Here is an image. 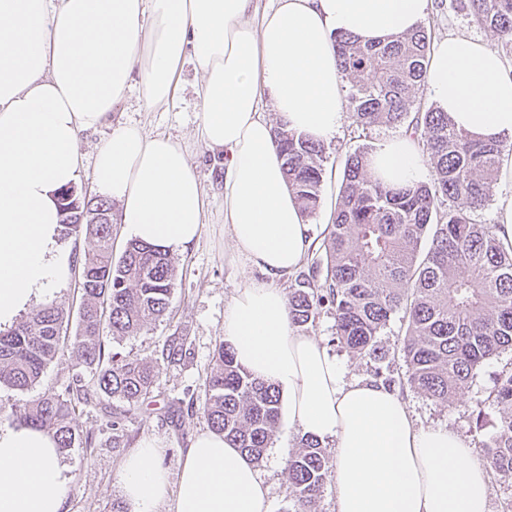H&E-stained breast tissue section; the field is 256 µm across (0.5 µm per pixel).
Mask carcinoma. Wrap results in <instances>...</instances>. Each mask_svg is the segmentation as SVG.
<instances>
[{
  "mask_svg": "<svg viewBox=\"0 0 512 512\" xmlns=\"http://www.w3.org/2000/svg\"><path fill=\"white\" fill-rule=\"evenodd\" d=\"M459 5L474 24L497 35L502 49L512 50V0H459ZM431 39L423 25L386 43H364L350 34L334 37L340 74L350 84L345 109L356 127L404 122L426 90ZM411 129L434 169L433 181L392 187L369 172V152L349 155L322 243L323 278L298 273L288 298L289 317L300 328L327 307L338 342L380 359L385 350L379 336L391 314L404 309L401 353L407 384L452 405L483 362L512 351V251L501 246L490 225L471 218V210L490 196L500 157L512 152V145L470 138L433 105L415 114ZM274 139L288 187L310 216L320 201L322 144L281 125ZM58 202L63 234L83 232L95 246L92 254L75 259L80 302L75 311L54 301L43 304L0 330V387L28 390L57 356L69 353L78 367H99L101 393L136 404L149 393L159 360L181 361L185 343L179 337L165 342L159 360H126L106 352L105 339L136 336L166 315L174 266L168 253L136 240L113 259L110 199L70 186L59 192ZM205 391L201 410L210 428L260 462L280 418L276 388L252 377L236 362L232 347L221 343ZM87 396L80 384L63 393L47 391L26 408L24 421L50 434L66 453L81 442L75 416ZM493 397L498 419L490 461L501 476L512 477V372L497 380ZM328 473L320 442L301 438L288 461L298 512H308Z\"/></svg>",
  "mask_w": 512,
  "mask_h": 512,
  "instance_id": "obj_1",
  "label": "carcinoma"
}]
</instances>
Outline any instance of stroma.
Segmentation results:
<instances>
[{"instance_id":"obj_1","label":"stroma","mask_w":512,"mask_h":512,"mask_svg":"<svg viewBox=\"0 0 512 512\" xmlns=\"http://www.w3.org/2000/svg\"><path fill=\"white\" fill-rule=\"evenodd\" d=\"M433 40L462 33L474 40L497 46L498 38L490 30L477 27L454 0H431L424 20ZM200 75L192 63H184L176 78V91L168 106L146 109L139 87H132L125 101L112 114L108 125L82 133L80 151L83 164L75 184L77 190L96 193L92 170L95 148L109 139L114 128L137 124L152 134H163L183 142L189 159L195 165L203 184L207 207L204 226L198 241L187 251L173 255L176 268L175 288L167 315L140 334L122 339H110L106 348L124 359L155 357L163 343L171 337L186 340L187 356L174 364H161L150 394L138 405L95 393V372L86 369L84 385L90 389L88 403L80 405L76 415L81 437L91 438V446L72 448L62 456L73 476L70 512H112L120 502L117 473L128 451L145 440L160 448L165 466L177 472L182 453L192 440L209 426L200 405L205 398V377L213 366V355L224 333V310L243 277H258V270L238 263L230 264L226 256L224 234L223 164L220 153L207 149L196 136L199 122L197 88ZM402 132L401 127L373 126L358 129L344 121L340 130L324 144L325 171L320 204L309 221L316 232L315 245L307 262L319 261L320 246L331 222L338 198L345 160L355 149L375 150L387 139ZM407 324L402 313H394L381 333L380 341L387 351L385 359L375 361L352 353L338 343L334 319L329 311L321 313L306 327V333L316 336L339 359L351 379L374 378L375 374L405 380L406 365L399 352ZM512 371V352L507 351L482 364L474 373L464 393L453 406L438 404L411 388L401 395L417 425H445L465 437L481 463H488V445L495 433L497 410L489 394L500 375ZM75 372L69 356L57 357L44 370L37 385L26 392L0 389V427L16 426V412L29 405L45 391H64ZM123 436L122 447L112 445L113 431ZM301 433L279 421L272 443L257 468L269 487L270 512H296L287 462L296 451Z\"/></svg>"}]
</instances>
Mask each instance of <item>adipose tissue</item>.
I'll return each instance as SVG.
<instances>
[{
    "label": "adipose tissue",
    "mask_w": 512,
    "mask_h": 512,
    "mask_svg": "<svg viewBox=\"0 0 512 512\" xmlns=\"http://www.w3.org/2000/svg\"><path fill=\"white\" fill-rule=\"evenodd\" d=\"M430 0H0V330L47 301L71 273L57 192L75 183L79 136L104 124L140 82L145 104L173 99L180 64L202 81L197 135L224 151V231L245 278L224 311L237 362L273 382L289 426L336 443V512H489V478L468 441L416 426L379 382L347 379L315 337L293 329L277 279L298 269L308 224L282 171L273 125L324 141L345 118L333 38L364 41L412 30ZM434 102L458 128L512 142V66L463 34L439 41L427 72ZM277 122H270L266 109ZM371 172L405 186L426 173L417 139L372 154ZM96 187L121 207L131 237L182 253L200 237L206 195L186 147L143 127L115 128L96 149ZM153 442L123 461L129 512H269L268 488L238 449L213 432L186 448L177 477ZM72 475L55 440L0 428V512H67Z\"/></svg>",
    "instance_id": "obj_1"
}]
</instances>
